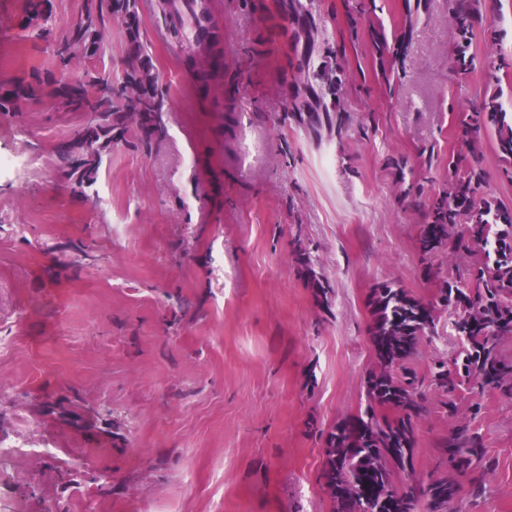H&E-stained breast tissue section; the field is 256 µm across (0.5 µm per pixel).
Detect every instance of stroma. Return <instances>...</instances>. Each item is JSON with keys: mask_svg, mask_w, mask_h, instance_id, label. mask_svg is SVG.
Instances as JSON below:
<instances>
[{"mask_svg": "<svg viewBox=\"0 0 512 512\" xmlns=\"http://www.w3.org/2000/svg\"><path fill=\"white\" fill-rule=\"evenodd\" d=\"M51 3L52 31L32 40L24 0H0V82L37 78L20 111L0 112V158L25 162L0 172V440L26 447L0 460V512H335L322 434L366 405L372 288L431 301L469 262L441 252L439 276L423 272L424 214L390 163L408 158L424 195L447 191L454 126L488 85L481 68L454 81L448 0H422L393 98L365 30L398 27L404 0H311L346 80L342 130L318 141L286 117L289 39L252 0H208L205 54L171 37L158 0H138L167 134L146 143L127 121L83 193L59 161L79 119L47 93L61 78L53 47L85 0ZM98 4V67L117 84L124 25ZM456 317L442 309L408 362L430 411L401 479L454 472L440 443L466 426L495 467L483 496L449 512H512V396L465 384L448 408L431 382L463 349ZM295 257L297 261L300 263L304 271L306 272L312 288L315 290V295L320 302L327 301L328 294L330 292V287L328 284L323 283L315 274L312 267V260L310 257V252L307 248H302L299 246L295 251Z\"/></svg>", "mask_w": 512, "mask_h": 512, "instance_id": "stroma-1", "label": "stroma"}]
</instances>
